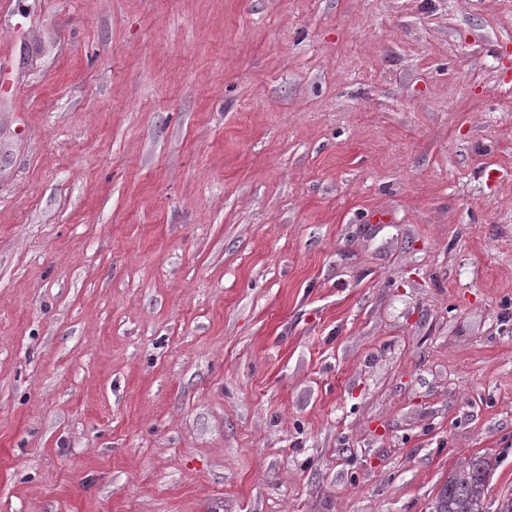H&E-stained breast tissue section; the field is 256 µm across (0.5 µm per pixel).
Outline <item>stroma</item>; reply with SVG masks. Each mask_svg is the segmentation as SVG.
<instances>
[{"mask_svg": "<svg viewBox=\"0 0 512 512\" xmlns=\"http://www.w3.org/2000/svg\"><path fill=\"white\" fill-rule=\"evenodd\" d=\"M512 494V0H0V512ZM490 463L482 457L463 461L448 477L438 497L435 512H512V496L486 497Z\"/></svg>", "mask_w": 512, "mask_h": 512, "instance_id": "35a3bbf8", "label": "stroma"}]
</instances>
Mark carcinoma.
<instances>
[{
    "instance_id": "cac0c4a2",
    "label": "carcinoma",
    "mask_w": 512,
    "mask_h": 512,
    "mask_svg": "<svg viewBox=\"0 0 512 512\" xmlns=\"http://www.w3.org/2000/svg\"><path fill=\"white\" fill-rule=\"evenodd\" d=\"M489 474L490 463L482 457L462 462L448 477L435 512H512V496L487 499Z\"/></svg>"
}]
</instances>
